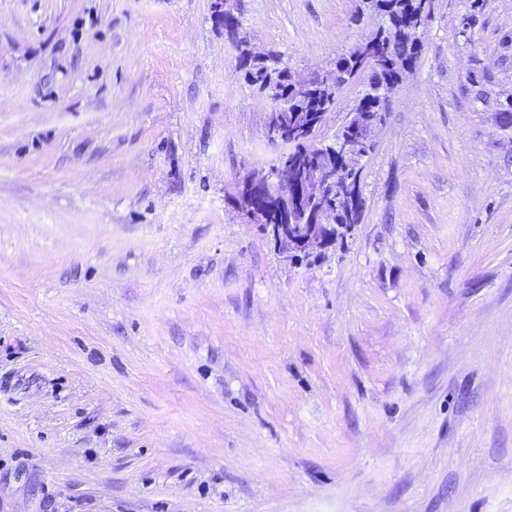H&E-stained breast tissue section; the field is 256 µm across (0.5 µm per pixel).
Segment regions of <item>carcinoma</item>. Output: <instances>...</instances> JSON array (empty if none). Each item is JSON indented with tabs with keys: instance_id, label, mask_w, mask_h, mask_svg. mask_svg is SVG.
<instances>
[{
	"instance_id": "1",
	"label": "carcinoma",
	"mask_w": 512,
	"mask_h": 512,
	"mask_svg": "<svg viewBox=\"0 0 512 512\" xmlns=\"http://www.w3.org/2000/svg\"><path fill=\"white\" fill-rule=\"evenodd\" d=\"M366 7L385 18V25L366 36L352 51L336 60L335 72L326 78L311 75L298 78L288 68L283 55L271 51L254 53L240 39L244 28L241 16L231 22L217 23L224 29V39L236 51V69L245 83L265 92L273 108L268 119L293 124L296 117L315 120L336 107L342 88L362 74H368L347 122L339 134L350 133L352 125H366L371 120L386 121L391 97L401 72L419 58L423 44L420 31L431 18L432 0H368Z\"/></svg>"
}]
</instances>
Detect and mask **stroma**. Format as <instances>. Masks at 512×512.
<instances>
[{
	"mask_svg": "<svg viewBox=\"0 0 512 512\" xmlns=\"http://www.w3.org/2000/svg\"><path fill=\"white\" fill-rule=\"evenodd\" d=\"M239 7L301 75L382 23ZM467 15L293 262L235 205L277 153L211 0H0V512H512V0Z\"/></svg>",
	"mask_w": 512,
	"mask_h": 512,
	"instance_id": "35a3bbf8",
	"label": "stroma"
}]
</instances>
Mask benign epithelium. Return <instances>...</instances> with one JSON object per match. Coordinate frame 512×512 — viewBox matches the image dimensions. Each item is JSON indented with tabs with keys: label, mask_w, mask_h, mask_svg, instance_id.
<instances>
[{
	"label": "benign epithelium",
	"mask_w": 512,
	"mask_h": 512,
	"mask_svg": "<svg viewBox=\"0 0 512 512\" xmlns=\"http://www.w3.org/2000/svg\"><path fill=\"white\" fill-rule=\"evenodd\" d=\"M264 135L280 152L267 174L246 180L241 206L245 222L257 225L285 256L327 246L336 230V225L325 223L339 204L336 172L314 165L295 171L287 161L288 129L267 123ZM268 213L276 214L277 223H264Z\"/></svg>",
	"instance_id": "1"
}]
</instances>
